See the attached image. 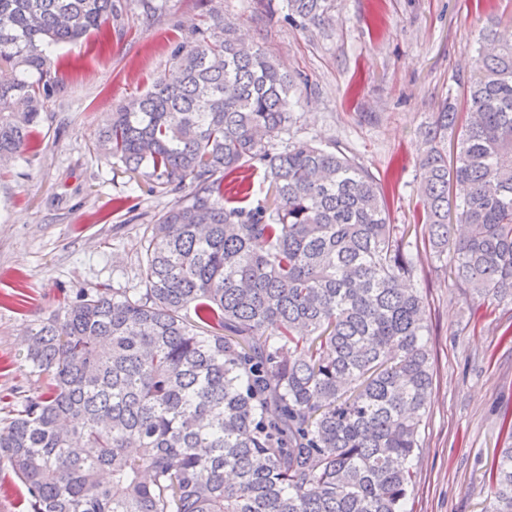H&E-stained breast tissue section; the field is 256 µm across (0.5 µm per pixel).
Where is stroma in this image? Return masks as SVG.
I'll list each match as a JSON object with an SVG mask.
<instances>
[{
	"instance_id": "1",
	"label": "stroma",
	"mask_w": 512,
	"mask_h": 512,
	"mask_svg": "<svg viewBox=\"0 0 512 512\" xmlns=\"http://www.w3.org/2000/svg\"><path fill=\"white\" fill-rule=\"evenodd\" d=\"M283 0H165L128 16L108 42L59 49L64 89L46 100L25 157L0 171V423L43 379L24 361L38 317L80 288L136 294L144 231L175 195L149 192L95 147L118 104L171 72L175 45L210 11L300 74L291 136L336 142L394 184L393 223L414 221L420 130L470 75L480 29L512 33V0H334L331 19L302 28ZM433 385L406 512H488V470L512 414V304L473 309L446 272L422 260Z\"/></svg>"
}]
</instances>
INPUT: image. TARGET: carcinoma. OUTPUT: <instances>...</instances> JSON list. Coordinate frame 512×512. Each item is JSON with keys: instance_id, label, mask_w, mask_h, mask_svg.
Instances as JSON below:
<instances>
[{"instance_id": "1", "label": "carcinoma", "mask_w": 512, "mask_h": 512, "mask_svg": "<svg viewBox=\"0 0 512 512\" xmlns=\"http://www.w3.org/2000/svg\"><path fill=\"white\" fill-rule=\"evenodd\" d=\"M285 8L316 26L331 0ZM157 9L0 0L1 167L60 91L56 48ZM171 59L97 141L179 195L146 226L144 291L80 289L28 330L48 392L0 426V457L31 512H406L433 381L418 244L352 151L284 140L300 83L224 14ZM464 100L468 116L450 92L421 131L414 228L462 294L512 303V41L493 24ZM259 165L273 199L242 207L248 187L226 180ZM500 429L489 512H512V415Z\"/></svg>"}]
</instances>
